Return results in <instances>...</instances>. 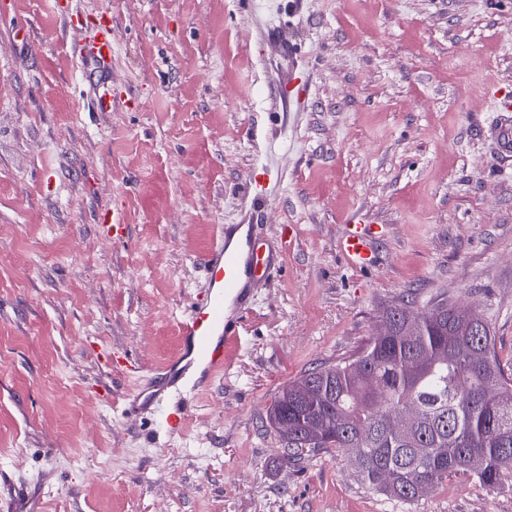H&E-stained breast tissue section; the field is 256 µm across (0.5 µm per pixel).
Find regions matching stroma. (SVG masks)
I'll return each mask as SVG.
<instances>
[{
    "instance_id": "35a3bbf8",
    "label": "stroma",
    "mask_w": 512,
    "mask_h": 512,
    "mask_svg": "<svg viewBox=\"0 0 512 512\" xmlns=\"http://www.w3.org/2000/svg\"><path fill=\"white\" fill-rule=\"evenodd\" d=\"M104 26L116 104L95 112L71 47ZM504 92L512 0H0V500L512 512V481L452 476L398 504L335 451L283 465L266 421L409 296L472 309L512 367V158L488 134ZM353 217L379 227L364 270L338 250ZM224 224L285 242L282 267L171 435L168 405L130 417L124 399L178 352Z\"/></svg>"
}]
</instances>
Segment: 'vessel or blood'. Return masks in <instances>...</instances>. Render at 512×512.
<instances>
[{
    "instance_id": "obj_1",
    "label": "vessel or blood",
    "mask_w": 512,
    "mask_h": 512,
    "mask_svg": "<svg viewBox=\"0 0 512 512\" xmlns=\"http://www.w3.org/2000/svg\"><path fill=\"white\" fill-rule=\"evenodd\" d=\"M75 55L90 67L112 59L109 28H101ZM495 111L510 113V120L496 130L500 148L512 155V99L498 98ZM376 233L366 220H351L339 239V251L354 268L369 266L374 257ZM257 236L246 234L233 242L231 233L219 230L205 259L206 285L200 300L180 325L183 349L160 373L134 393L130 411L159 402L165 388L198 389L207 378L223 371L232 352L241 344L243 323L249 311L246 288L258 285L274 269Z\"/></svg>"
}]
</instances>
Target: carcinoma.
Instances as JSON below:
<instances>
[{
    "label": "carcinoma",
    "instance_id": "carcinoma-1",
    "mask_svg": "<svg viewBox=\"0 0 512 512\" xmlns=\"http://www.w3.org/2000/svg\"><path fill=\"white\" fill-rule=\"evenodd\" d=\"M411 335L393 325L353 359L288 382L269 424L288 425L282 460L296 465L321 449L351 459L360 482L396 503H411L448 477L488 487L512 478V374L498 358L488 323L443 298L419 311Z\"/></svg>",
    "mask_w": 512,
    "mask_h": 512
}]
</instances>
